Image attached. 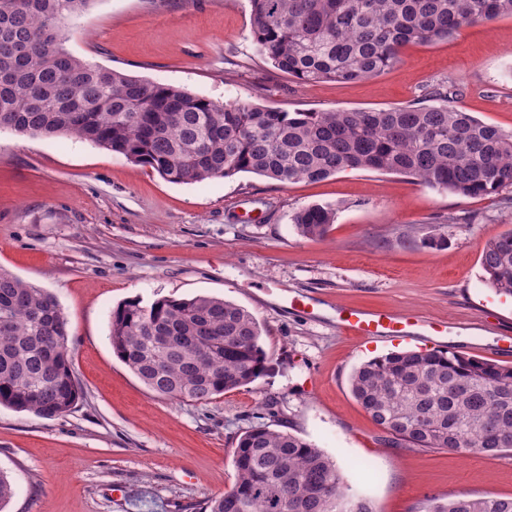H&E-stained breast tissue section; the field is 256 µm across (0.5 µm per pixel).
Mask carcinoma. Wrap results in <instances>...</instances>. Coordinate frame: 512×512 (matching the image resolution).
<instances>
[{
    "mask_svg": "<svg viewBox=\"0 0 512 512\" xmlns=\"http://www.w3.org/2000/svg\"><path fill=\"white\" fill-rule=\"evenodd\" d=\"M92 0H0V129L74 136L171 183L252 173L280 183L346 170L401 174L432 189L487 196L512 187V131L444 104L282 112L217 104L183 88L85 61L64 46L66 23ZM258 53L304 83L357 81L393 68L410 44L447 39L512 16V0H251ZM335 209L292 218L324 237ZM485 282L512 294V230L486 242ZM170 336L165 351L156 337ZM117 358L152 392L208 402L267 370L261 330L244 307L212 296L126 301L112 312ZM67 319L54 295L0 268V406L52 419L80 397ZM355 399L395 447L494 456L512 449V367L458 354L402 351L358 367ZM230 490L202 512H374L349 496L323 450L287 432L252 427L234 448ZM431 512H512V497L461 493Z\"/></svg>",
    "mask_w": 512,
    "mask_h": 512,
    "instance_id": "cac0c4a2",
    "label": "carcinoma"
}]
</instances>
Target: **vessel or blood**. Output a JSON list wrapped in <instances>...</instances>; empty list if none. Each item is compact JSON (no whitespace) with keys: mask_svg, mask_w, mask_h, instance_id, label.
Instances as JSON below:
<instances>
[{"mask_svg":"<svg viewBox=\"0 0 512 512\" xmlns=\"http://www.w3.org/2000/svg\"><path fill=\"white\" fill-rule=\"evenodd\" d=\"M336 326L347 336L363 340L389 338L416 339L423 336H444L448 323L419 315H404L392 311L373 312L356 307L336 311Z\"/></svg>","mask_w":512,"mask_h":512,"instance_id":"obj_1","label":"vessel or blood"}]
</instances>
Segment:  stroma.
Masks as SVG:
<instances>
[{
    "label": "stroma",
    "mask_w": 512,
    "mask_h": 512,
    "mask_svg": "<svg viewBox=\"0 0 512 512\" xmlns=\"http://www.w3.org/2000/svg\"><path fill=\"white\" fill-rule=\"evenodd\" d=\"M76 56L220 103L285 112L385 109L456 85V107L512 130V17L407 46L394 68L306 84L257 52L250 0H94L64 32ZM331 206L326 236L291 217ZM512 229V188L459 196L412 178L346 170L282 184L252 174L174 184L151 167L70 136L0 130V267L56 296L81 396L45 419L0 407V512H199L235 481L233 450L263 424L321 448L376 512H431L466 493L512 497V450L495 456L391 448L354 399L363 363L404 349L512 366V297L489 287L484 244ZM437 244H430V237ZM295 291L317 314L284 308ZM220 297L252 313L269 356L255 382L206 402L150 391L113 353L125 301ZM451 322L447 336L366 342L336 309Z\"/></svg>",
    "instance_id": "obj_1"
}]
</instances>
